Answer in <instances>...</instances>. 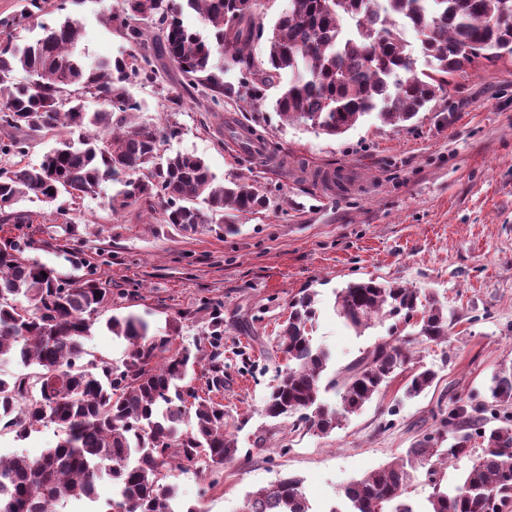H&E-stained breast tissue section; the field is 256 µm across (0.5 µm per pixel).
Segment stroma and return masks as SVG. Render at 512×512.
<instances>
[{
    "mask_svg": "<svg viewBox=\"0 0 512 512\" xmlns=\"http://www.w3.org/2000/svg\"><path fill=\"white\" fill-rule=\"evenodd\" d=\"M53 22L82 24L79 47L88 61L116 58L128 43L104 23L119 0H51ZM178 68L162 62L154 83L131 92L142 103L136 121L179 123L167 153L204 159L217 180L243 176L271 190L273 207L243 214L234 232L215 224L185 229L160 224L144 208L112 214L107 198L72 203H18L28 224L0 223V249L20 245L24 258L71 280L94 279L112 290V309L95 316L85 341L89 359L122 366L128 344L107 327L110 315L138 314L173 348L203 341L212 311L224 320V391L220 400L237 424L239 452L219 485L210 476H172L180 499L203 512H240L245 494L294 475L313 512H331L353 479L394 461L434 432L455 398L489 401L494 375L512 363V59L469 69L455 92L439 96L400 127L366 118L340 136L290 124L262 100L213 101L201 86L180 106ZM249 125L279 152L224 146L228 128ZM375 278L420 289L451 324L447 346L417 343L414 364L434 367L433 386L405 395L409 371L330 434L294 429L262 414L279 360L275 344L288 304L316 294V344L338 370L406 325L386 319L362 335L333 310L334 292ZM58 441L55 427L29 438L0 432V457L40 456Z\"/></svg>",
    "mask_w": 512,
    "mask_h": 512,
    "instance_id": "stroma-1",
    "label": "stroma"
}]
</instances>
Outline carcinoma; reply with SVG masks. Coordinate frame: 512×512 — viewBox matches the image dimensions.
Instances as JSON below:
<instances>
[{"instance_id": "cac0c4a2", "label": "carcinoma", "mask_w": 512, "mask_h": 512, "mask_svg": "<svg viewBox=\"0 0 512 512\" xmlns=\"http://www.w3.org/2000/svg\"><path fill=\"white\" fill-rule=\"evenodd\" d=\"M212 31L208 39L173 15L169 0H121L108 21L129 43L121 58L88 66L78 50L81 28L69 17L39 25L41 33L20 48L11 37L47 12L48 0H25L20 12L0 18V126L14 132L0 142V154L18 161L0 168V220L17 223L29 215L10 212L25 198L53 203L100 194L105 183L120 185L108 197L117 214L136 203L159 215L162 224L194 228L222 224L234 231L240 214L270 208L257 182L235 177L216 182L205 161L193 153L165 155L161 135L176 137L178 123L164 129L132 121L141 110L129 85L151 83L156 61L166 59L182 74L181 88L210 87L246 103L276 87L275 111L318 134L337 136L376 114L398 127L414 119L456 78L479 64L512 57V0H288L266 39V57L256 62L252 47L262 36L256 25L261 0H184ZM412 26L424 67L408 49L403 28ZM240 71L238 86H224L214 59ZM24 79H18V74ZM288 81H283V75ZM99 108L89 112L85 101ZM33 132L56 137L40 163L20 160ZM417 288L374 279L350 282L335 293L334 310L358 333L378 319L414 324L417 331L377 343L345 367L328 372L329 354L313 342L315 294L290 303L277 352L286 361L262 413L272 420L322 435L360 411L412 360L417 341L448 342V316L423 303ZM112 307V290L88 279L68 281L55 270L0 250V362L16 359L29 372L0 377V419L15 423L16 437L28 438L54 425L57 444L41 456L0 458V512H59L68 501L97 500V484L112 483L108 510L202 512L177 499L172 472L220 470L237 458L235 435L226 431L227 413L217 395L224 389V325L211 321L209 353L202 347L170 349L165 336L132 314L112 316V335L128 342L123 368L84 361L91 316ZM420 316L413 321L414 316ZM208 361L205 387L187 383ZM437 372L420 366L406 395L432 386ZM332 391L330 407L321 392ZM492 407L512 405V366L492 380ZM483 406L461 405L440 421L436 434L417 439L396 461L372 470L344 489L331 512H413L404 496L415 472L426 469L433 492L429 512H504L512 508V414L485 428ZM450 446L442 447L445 435ZM483 448L472 446L473 436ZM464 457L473 464L461 481L443 486L437 464ZM240 512H312L297 476L248 492Z\"/></svg>"}]
</instances>
